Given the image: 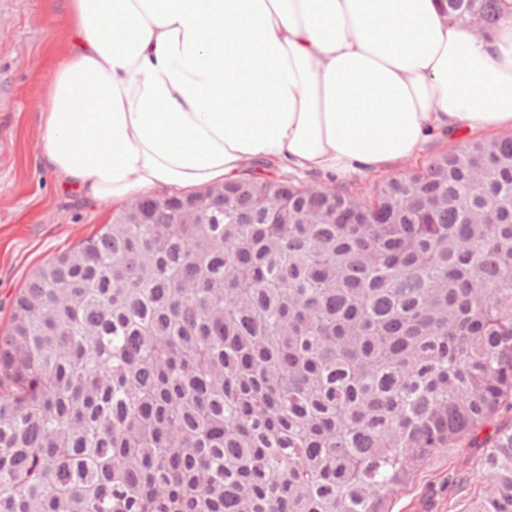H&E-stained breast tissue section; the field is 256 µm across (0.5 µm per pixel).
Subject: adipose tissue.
Returning <instances> with one entry per match:
<instances>
[{
  "mask_svg": "<svg viewBox=\"0 0 512 512\" xmlns=\"http://www.w3.org/2000/svg\"><path fill=\"white\" fill-rule=\"evenodd\" d=\"M39 160L86 202L271 164L381 173L435 140L512 130V14L444 0H64ZM448 16L476 20L483 29L490 28L512 12V0H446Z\"/></svg>",
  "mask_w": 512,
  "mask_h": 512,
  "instance_id": "adipose-tissue-1",
  "label": "adipose tissue"
}]
</instances>
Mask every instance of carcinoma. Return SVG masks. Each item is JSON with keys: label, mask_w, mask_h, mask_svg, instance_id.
<instances>
[{"label": "carcinoma", "mask_w": 512, "mask_h": 512, "mask_svg": "<svg viewBox=\"0 0 512 512\" xmlns=\"http://www.w3.org/2000/svg\"><path fill=\"white\" fill-rule=\"evenodd\" d=\"M223 188L121 209L17 294L0 512H390L466 440L473 512H512V137L370 201Z\"/></svg>", "instance_id": "cac0c4a2"}]
</instances>
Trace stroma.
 <instances>
[{"instance_id":"1","label":"stroma","mask_w":512,"mask_h":512,"mask_svg":"<svg viewBox=\"0 0 512 512\" xmlns=\"http://www.w3.org/2000/svg\"><path fill=\"white\" fill-rule=\"evenodd\" d=\"M67 48L60 0H0V327L39 266L111 223L118 210L64 192L38 161L49 62ZM474 455L463 444L431 457L395 494L392 512H457L463 500L476 505L474 487L462 483Z\"/></svg>"}]
</instances>
